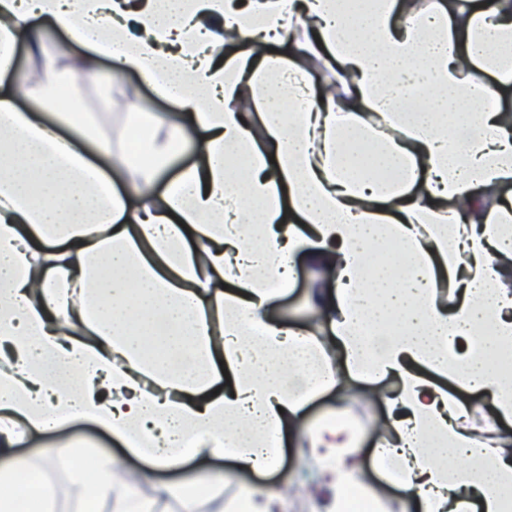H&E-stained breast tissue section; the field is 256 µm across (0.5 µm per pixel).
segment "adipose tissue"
<instances>
[{
  "mask_svg": "<svg viewBox=\"0 0 512 512\" xmlns=\"http://www.w3.org/2000/svg\"><path fill=\"white\" fill-rule=\"evenodd\" d=\"M40 20L84 66L140 72L189 129L126 113L136 143L100 165L20 110L18 91L106 140ZM22 44L36 63L13 86ZM510 90L512 0H0V456L87 420L142 482L189 459L272 471L307 404L356 387L386 408L376 465L418 512H512V434L468 425L512 424ZM299 255L329 277L310 295L328 335L268 314ZM350 411L306 434L327 512H388ZM66 461L78 512H281L277 487L228 500L204 475L148 499L109 454ZM32 471L0 464V512H56Z\"/></svg>",
  "mask_w": 512,
  "mask_h": 512,
  "instance_id": "ef3b65f1",
  "label": "adipose tissue"
}]
</instances>
